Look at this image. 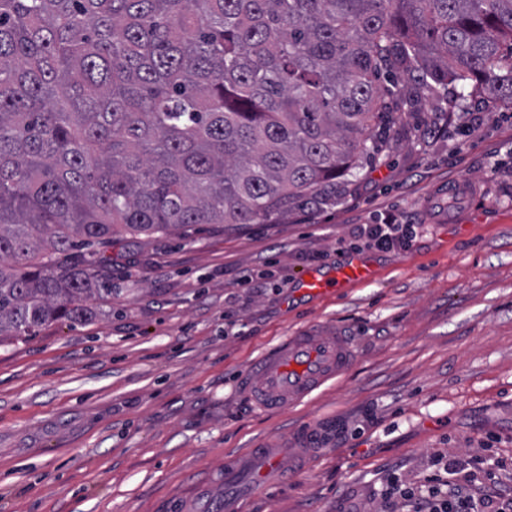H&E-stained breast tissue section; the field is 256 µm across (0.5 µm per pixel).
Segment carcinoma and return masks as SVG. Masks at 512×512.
I'll use <instances>...</instances> for the list:
<instances>
[{
    "label": "carcinoma",
    "instance_id": "carcinoma-1",
    "mask_svg": "<svg viewBox=\"0 0 512 512\" xmlns=\"http://www.w3.org/2000/svg\"><path fill=\"white\" fill-rule=\"evenodd\" d=\"M383 68L512 105V0H0V341L112 296L79 243L336 200Z\"/></svg>",
    "mask_w": 512,
    "mask_h": 512
}]
</instances>
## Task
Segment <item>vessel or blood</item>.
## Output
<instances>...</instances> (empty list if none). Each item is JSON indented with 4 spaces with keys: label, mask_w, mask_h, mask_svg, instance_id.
I'll list each match as a JSON object with an SVG mask.
<instances>
[{
    "label": "vessel or blood",
    "mask_w": 512,
    "mask_h": 512,
    "mask_svg": "<svg viewBox=\"0 0 512 512\" xmlns=\"http://www.w3.org/2000/svg\"><path fill=\"white\" fill-rule=\"evenodd\" d=\"M373 269L362 256H352L328 273L309 272L300 280L302 291L325 296L356 282L371 279ZM357 360L351 339L328 335L313 326L287 337L254 362L244 389L264 409H284L302 403L327 383L345 376ZM282 466V456L271 448H256L224 470V509L234 505L246 488H257Z\"/></svg>",
    "instance_id": "b4317fda"
}]
</instances>
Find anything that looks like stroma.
Returning <instances> with one entry per match:
<instances>
[{"label":"stroma","instance_id":"35a3bbf8","mask_svg":"<svg viewBox=\"0 0 512 512\" xmlns=\"http://www.w3.org/2000/svg\"><path fill=\"white\" fill-rule=\"evenodd\" d=\"M459 92L415 97L334 204L100 248L112 298L89 321L0 342V512H224L225 466L306 429L316 447L238 512H375L390 475L442 455L511 479L512 108ZM387 212L416 225L408 251L364 249L372 281L300 294ZM311 326L350 336L355 365L257 410L243 377Z\"/></svg>","mask_w":512,"mask_h":512}]
</instances>
